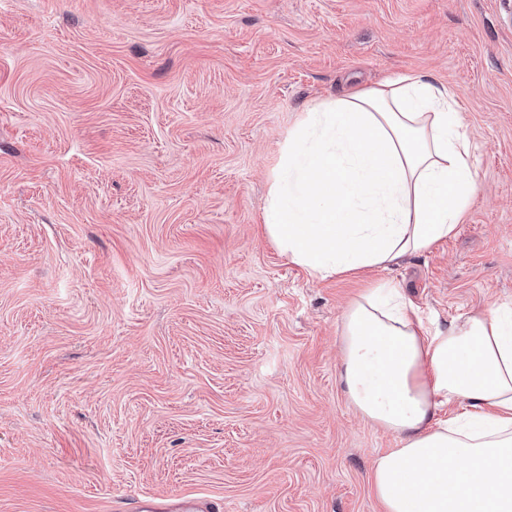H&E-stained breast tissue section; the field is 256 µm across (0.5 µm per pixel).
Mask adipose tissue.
<instances>
[{
  "label": "adipose tissue",
  "mask_w": 512,
  "mask_h": 512,
  "mask_svg": "<svg viewBox=\"0 0 512 512\" xmlns=\"http://www.w3.org/2000/svg\"><path fill=\"white\" fill-rule=\"evenodd\" d=\"M453 90L409 74L305 108L268 183L264 229L325 279L452 236L479 190ZM341 379L403 445L380 455L384 512H512V309L429 329L391 282L342 316ZM457 404L461 413L441 416Z\"/></svg>",
  "instance_id": "1"
}]
</instances>
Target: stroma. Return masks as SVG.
Masks as SVG:
<instances>
[{
    "mask_svg": "<svg viewBox=\"0 0 512 512\" xmlns=\"http://www.w3.org/2000/svg\"><path fill=\"white\" fill-rule=\"evenodd\" d=\"M422 72L479 191L455 234L326 279L262 230L299 113ZM512 309V0H0V512H383L398 435L340 379L346 307Z\"/></svg>",
    "mask_w": 512,
    "mask_h": 512,
    "instance_id": "1",
    "label": "stroma"
}]
</instances>
